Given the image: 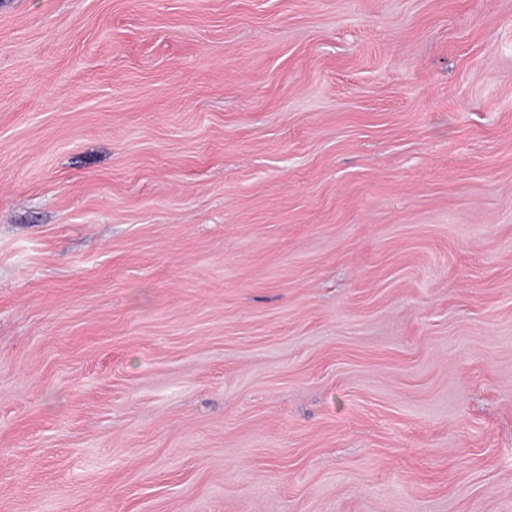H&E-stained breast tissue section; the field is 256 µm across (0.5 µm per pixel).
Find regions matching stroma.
<instances>
[{"label":"stroma","instance_id":"35a3bbf8","mask_svg":"<svg viewBox=\"0 0 512 512\" xmlns=\"http://www.w3.org/2000/svg\"><path fill=\"white\" fill-rule=\"evenodd\" d=\"M0 512H512V0H0Z\"/></svg>","mask_w":512,"mask_h":512}]
</instances>
